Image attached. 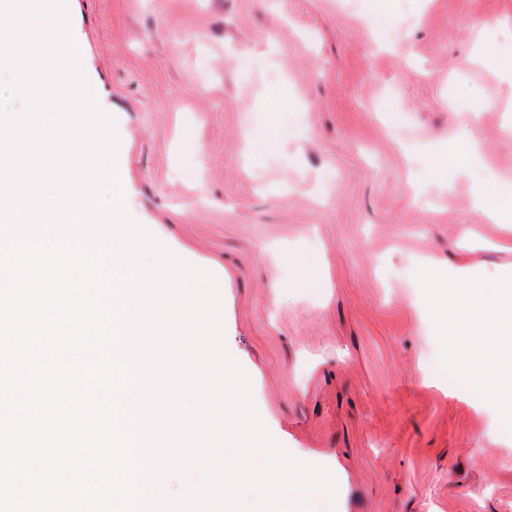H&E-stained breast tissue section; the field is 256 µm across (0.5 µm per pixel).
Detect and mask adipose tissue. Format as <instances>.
<instances>
[{
	"label": "adipose tissue",
	"instance_id": "1",
	"mask_svg": "<svg viewBox=\"0 0 512 512\" xmlns=\"http://www.w3.org/2000/svg\"><path fill=\"white\" fill-rule=\"evenodd\" d=\"M475 209L490 221L511 219L512 180L479 188ZM420 286L442 333V364L482 391L502 419L512 420V270L501 274L491 301L476 279L433 262L422 267Z\"/></svg>",
	"mask_w": 512,
	"mask_h": 512
}]
</instances>
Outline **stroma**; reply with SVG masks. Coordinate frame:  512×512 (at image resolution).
<instances>
[{
    "label": "stroma",
    "instance_id": "obj_1",
    "mask_svg": "<svg viewBox=\"0 0 512 512\" xmlns=\"http://www.w3.org/2000/svg\"><path fill=\"white\" fill-rule=\"evenodd\" d=\"M66 8L126 210L215 277L259 418L334 480L315 512H512V429L440 369L417 286L429 260L490 288L512 268V223L473 207L512 178V0ZM463 128L483 160L442 184L434 157Z\"/></svg>",
    "mask_w": 512,
    "mask_h": 512
}]
</instances>
